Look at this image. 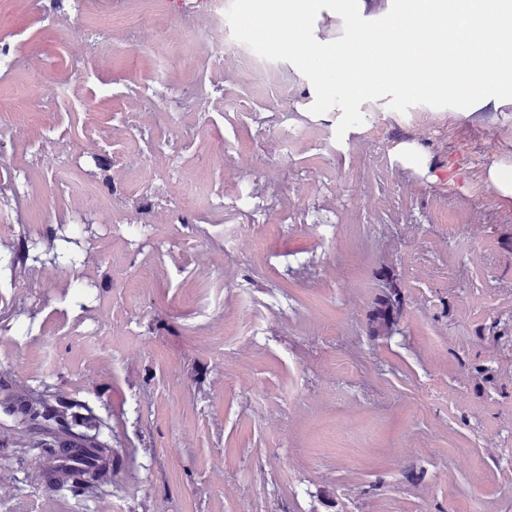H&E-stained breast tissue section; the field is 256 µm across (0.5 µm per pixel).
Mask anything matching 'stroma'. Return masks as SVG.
Instances as JSON below:
<instances>
[{"label": "stroma", "mask_w": 512, "mask_h": 512, "mask_svg": "<svg viewBox=\"0 0 512 512\" xmlns=\"http://www.w3.org/2000/svg\"><path fill=\"white\" fill-rule=\"evenodd\" d=\"M171 0L91 9L82 35L113 31L98 81L51 115L21 111L38 41L58 79L65 28L35 21L34 0H0V252L41 240L47 225L77 240L85 306L52 265H0V382L85 402L112 429V482L84 498L35 482L38 451L0 412V512H512V198L488 183L512 165V100L462 111L387 98L361 104L364 126L337 136L311 113L315 91L291 63L270 75L225 56L211 73L202 45L176 36L130 47L124 27L164 18ZM179 56L194 68L176 65ZM200 89L202 111L120 114L149 93ZM434 123L427 141L416 125ZM74 176L101 193L111 225L69 223L79 197L43 202L54 179L38 146L83 140ZM176 140L190 213L223 197L226 224L195 229L126 221L133 202L182 204L156 146ZM339 137L342 153L331 152ZM118 155L153 162L154 188L120 175ZM259 181L260 200L237 179ZM52 289H45L44 280ZM398 292L392 335L371 334L381 298ZM111 319L112 333L86 334ZM413 453L403 473L394 459ZM464 464L447 472L449 457Z\"/></svg>", "instance_id": "stroma-1"}]
</instances>
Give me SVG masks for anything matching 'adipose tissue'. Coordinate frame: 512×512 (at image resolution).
<instances>
[{
  "label": "adipose tissue",
  "instance_id": "1",
  "mask_svg": "<svg viewBox=\"0 0 512 512\" xmlns=\"http://www.w3.org/2000/svg\"><path fill=\"white\" fill-rule=\"evenodd\" d=\"M390 4L358 0L344 47L352 61L346 90L419 86L444 97L482 91L491 70L512 78V0H408L405 27H362L366 11L383 14Z\"/></svg>",
  "mask_w": 512,
  "mask_h": 512
}]
</instances>
